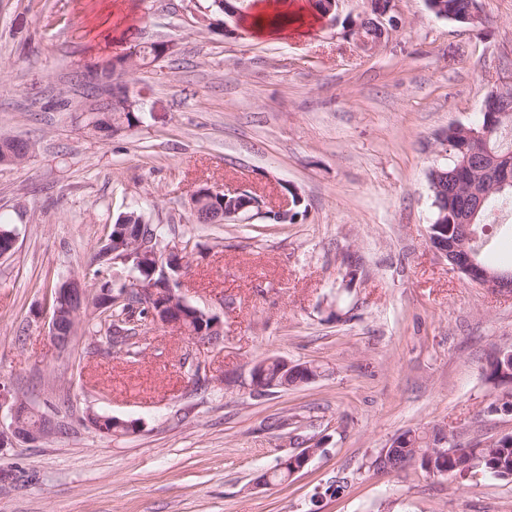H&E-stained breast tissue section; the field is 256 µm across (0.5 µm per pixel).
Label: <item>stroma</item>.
I'll use <instances>...</instances> for the list:
<instances>
[{"label":"stroma","instance_id":"1","mask_svg":"<svg viewBox=\"0 0 512 512\" xmlns=\"http://www.w3.org/2000/svg\"><path fill=\"white\" fill-rule=\"evenodd\" d=\"M256 2L222 30L202 21L208 0H0V136L35 146L0 164L17 236L0 258V382L56 427L0 450V512H512V481L373 465L408 430L512 435L484 378L512 344V292L470 283L427 236L441 135L512 78V0H481L475 28L398 0L372 53L323 21L256 35ZM155 41L169 54L125 77L139 123L97 139L86 107L110 86L95 63ZM203 185L261 206L191 223ZM290 188L303 211L275 223ZM131 205L188 243L181 294L222 342L152 325L133 359L91 354L83 334L55 347L52 290ZM268 358L319 374L260 396L250 371ZM91 411L136 431L102 436ZM301 441L310 463L257 485Z\"/></svg>","mask_w":512,"mask_h":512}]
</instances>
